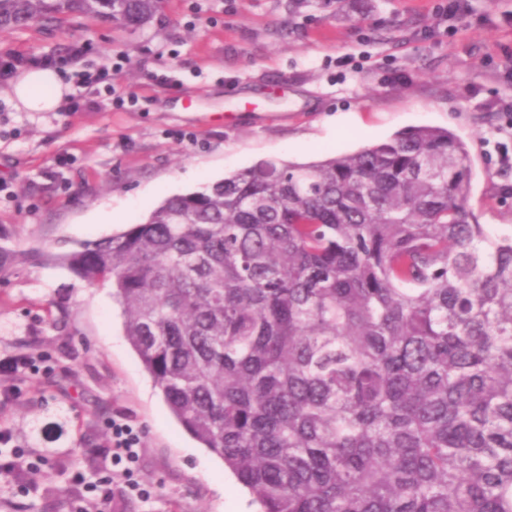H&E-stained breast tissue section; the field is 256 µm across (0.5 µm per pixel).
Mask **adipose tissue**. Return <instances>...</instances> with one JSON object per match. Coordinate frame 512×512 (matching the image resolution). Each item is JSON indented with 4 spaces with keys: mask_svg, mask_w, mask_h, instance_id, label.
Returning <instances> with one entry per match:
<instances>
[{
    "mask_svg": "<svg viewBox=\"0 0 512 512\" xmlns=\"http://www.w3.org/2000/svg\"><path fill=\"white\" fill-rule=\"evenodd\" d=\"M70 93L62 75L55 69L36 66L21 74L13 83L9 96L15 107L27 112H55Z\"/></svg>",
    "mask_w": 512,
    "mask_h": 512,
    "instance_id": "1",
    "label": "adipose tissue"
}]
</instances>
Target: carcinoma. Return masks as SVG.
<instances>
[{
    "mask_svg": "<svg viewBox=\"0 0 512 512\" xmlns=\"http://www.w3.org/2000/svg\"><path fill=\"white\" fill-rule=\"evenodd\" d=\"M162 0H0V33L141 29ZM418 127L265 160L51 259L109 288L186 432L260 512H512V233ZM27 260L0 247V273Z\"/></svg>",
    "mask_w": 512,
    "mask_h": 512,
    "instance_id": "1",
    "label": "carcinoma"
}]
</instances>
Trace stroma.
Wrapping results in <instances>:
<instances>
[{
  "mask_svg": "<svg viewBox=\"0 0 512 512\" xmlns=\"http://www.w3.org/2000/svg\"><path fill=\"white\" fill-rule=\"evenodd\" d=\"M441 0H167L138 30L97 21L0 35V58L85 47L57 112H22L0 78V242L30 261L0 277V383L41 346L38 383L0 401V429L31 462L29 492L0 483V512H256L217 456L172 418L123 331L120 306L44 260L141 222L165 198L267 159L309 161L415 126L454 131L472 159L476 223L512 230V169L496 151L512 113V0H467L449 31ZM112 74L96 83L92 74ZM140 436L139 492L101 509L50 470L67 456L102 476L109 424Z\"/></svg>",
  "mask_w": 512,
  "mask_h": 512,
  "instance_id": "obj_1",
  "label": "stroma"
}]
</instances>
